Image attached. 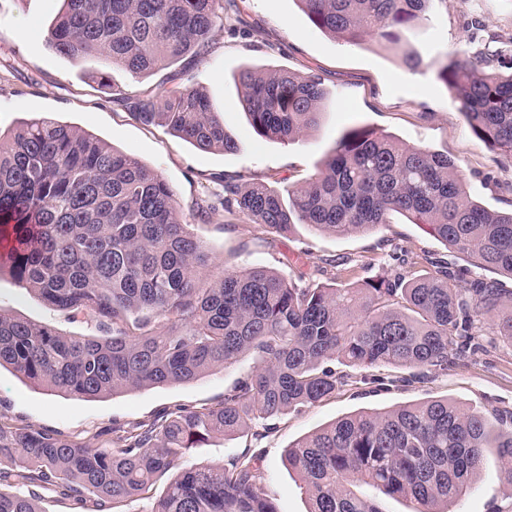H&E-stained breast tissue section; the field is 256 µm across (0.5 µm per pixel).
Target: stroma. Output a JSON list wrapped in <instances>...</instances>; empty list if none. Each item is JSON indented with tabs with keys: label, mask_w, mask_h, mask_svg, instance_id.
<instances>
[{
	"label": "stroma",
	"mask_w": 512,
	"mask_h": 512,
	"mask_svg": "<svg viewBox=\"0 0 512 512\" xmlns=\"http://www.w3.org/2000/svg\"><path fill=\"white\" fill-rule=\"evenodd\" d=\"M431 0L424 20L403 33L398 45L370 39L360 45L317 29L297 0H232L212 31V50L198 60L165 66L132 77L106 68L95 58L69 60L48 42V27L60 0H0V131L21 122L52 117L96 135L163 175L175 192L178 217L210 250L213 278L224 269L264 267L300 286L339 281L360 284L403 271L404 261L444 260L466 269L463 255L451 252L427 232L395 213L387 224L348 236L315 233L297 224L269 233L244 216L217 215L204 221L200 207L218 203L224 175L240 182L283 187L305 181L320 169L346 130L366 126L400 142L447 155L458 167L471 198L491 210L512 209V159L478 138L440 81L438 71L450 54L474 57L492 37L512 33V0ZM422 63L409 70L404 46ZM316 74L328 98L317 128L289 143L259 136L243 110L244 69ZM106 73L110 88L97 80ZM203 89L225 132L240 148L233 153L202 152L161 125H145L114 102V94L136 100L164 99L168 92ZM0 307L16 316L68 335H98L90 316L47 306L22 288L9 271L0 272ZM497 312L481 316L477 349L449 362L447 371L415 376L393 365L369 369L337 365L346 377L336 393L315 406L272 419H256L232 438L209 436L190 449L187 460L221 465L251 450L265 474L264 487L278 512H307L308 497L297 472L285 460L289 446L303 436L355 411L392 409L445 399L481 410L487 417L512 416V343L489 332ZM259 363L247 354L184 384L130 389L77 400L30 383L11 367L0 368V420L35 427L92 448L107 447L113 424L147 421L179 405L212 407L225 389ZM448 512H512V484L490 464L473 478Z\"/></svg>",
	"instance_id": "obj_1"
}]
</instances>
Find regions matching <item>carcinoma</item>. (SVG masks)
Segmentation results:
<instances>
[{"label": "carcinoma", "instance_id": "carcinoma-1", "mask_svg": "<svg viewBox=\"0 0 512 512\" xmlns=\"http://www.w3.org/2000/svg\"><path fill=\"white\" fill-rule=\"evenodd\" d=\"M319 30L352 43H396L431 0H297ZM222 0H63L48 29L69 59L97 58L148 74L210 52ZM484 57L455 56L439 78L473 132L512 157V63L484 71ZM243 108L255 131L289 142L317 124L320 77L287 71L240 73ZM141 122L163 123L204 152H235L206 94L185 88L162 106H129ZM223 211L268 232L303 224L346 236L399 213L422 224L479 269L512 279V212L471 200L448 157L356 127L336 142L324 169L280 190L224 176ZM0 226L13 244L0 253L16 281L50 307L92 316L101 336H68L0 308V367L78 399L183 384L255 354L260 364L203 411L178 407L150 422L112 425V447L90 448L57 434L0 421V512H43L38 489L89 494L107 503L138 498L168 472L173 479L149 512H277L257 457L220 467L185 451L219 433L232 437L257 418L280 417L336 392L344 376L330 363L448 370V347L470 350L478 317L502 309L492 334L512 341V293L495 279L467 280L448 263L410 266L360 285L300 288L265 269L224 270L176 218L173 190L156 170L93 134L53 118L0 135ZM154 318L167 325L143 334ZM512 464V419L446 399L359 411L288 449L309 512H380L361 488L409 498L415 512L459 497L487 464V449Z\"/></svg>", "mask_w": 512, "mask_h": 512}]
</instances>
